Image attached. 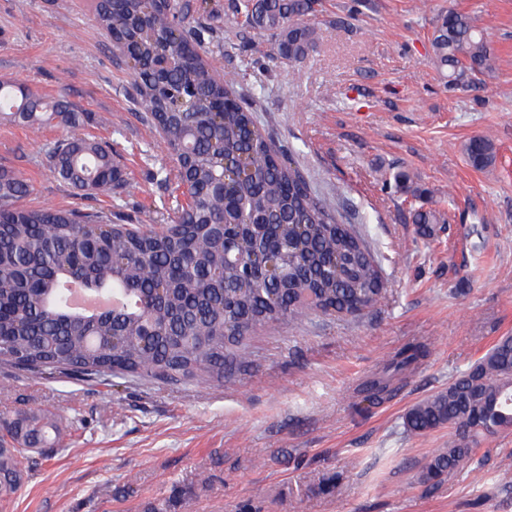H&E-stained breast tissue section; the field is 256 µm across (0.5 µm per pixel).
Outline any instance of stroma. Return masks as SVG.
I'll return each mask as SVG.
<instances>
[{"instance_id": "obj_1", "label": "stroma", "mask_w": 512, "mask_h": 512, "mask_svg": "<svg viewBox=\"0 0 512 512\" xmlns=\"http://www.w3.org/2000/svg\"><path fill=\"white\" fill-rule=\"evenodd\" d=\"M232 0H207L202 55L307 179L337 196L384 279L357 317L307 314L254 332L232 378L175 387L135 377L84 383L0 368V418L56 415L63 448L39 459L7 512H512V430L485 439L472 469L424 483L447 429L413 435L404 414L512 335V0H316L315 46L276 59L271 33L248 27ZM470 14L496 51L485 90L449 88L430 61L448 8ZM0 80L78 111L112 142L127 184L80 195L49 170L64 136L0 123V167L29 185L26 207L112 211L168 224L181 197L178 164L133 90L130 69L98 25L92 0H0ZM496 148L478 170L465 146ZM411 173L419 196L398 187ZM440 220L424 235L418 207ZM427 355L373 404L358 385L404 344Z\"/></svg>"}]
</instances>
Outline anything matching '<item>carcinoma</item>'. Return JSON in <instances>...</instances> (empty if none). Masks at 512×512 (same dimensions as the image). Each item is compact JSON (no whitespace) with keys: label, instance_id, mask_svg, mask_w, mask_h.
Wrapping results in <instances>:
<instances>
[{"label":"carcinoma","instance_id":"obj_1","mask_svg":"<svg viewBox=\"0 0 512 512\" xmlns=\"http://www.w3.org/2000/svg\"><path fill=\"white\" fill-rule=\"evenodd\" d=\"M254 29L275 36L274 55L298 63L314 43L309 0H233ZM190 5L110 0L94 6L98 24L131 51L137 101L149 112L179 165L183 202L172 224H114L112 213L19 205L27 183L0 168V365L78 380L137 375L199 385L224 378L235 349L259 326L312 311L358 316L382 297L381 266L330 201L312 196L284 161L253 108L235 92L239 73L217 78L199 54L206 28L188 21ZM432 62L448 86L481 89L496 68L486 32L468 13L448 10L431 40ZM0 119L40 131L58 119L67 134L47 150L52 172L85 193L126 184L112 147L89 138L74 107L0 81ZM486 168L495 146L485 136L465 145ZM244 161L251 177L210 194L225 164ZM236 262L224 266V242ZM286 258L279 281L252 272L263 250ZM426 356L407 344L358 389L380 401ZM512 336H503L448 387L404 415L408 432L446 427L421 475L425 483L473 460L479 439L512 429ZM0 436V501L24 486L32 455H49L62 428L47 413L17 415Z\"/></svg>","mask_w":512,"mask_h":512}]
</instances>
